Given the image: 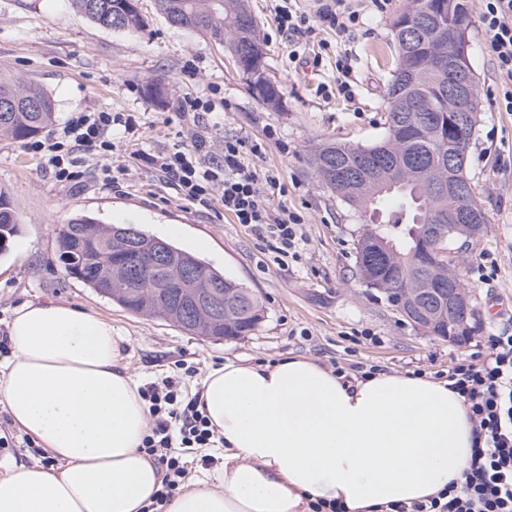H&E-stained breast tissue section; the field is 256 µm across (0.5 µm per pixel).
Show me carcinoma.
Returning a JSON list of instances; mask_svg holds the SVG:
<instances>
[{"mask_svg":"<svg viewBox=\"0 0 512 512\" xmlns=\"http://www.w3.org/2000/svg\"><path fill=\"white\" fill-rule=\"evenodd\" d=\"M73 6L96 25L126 31L144 26L140 13L122 7L123 0H108L110 8L90 10L91 0H72ZM453 8L444 10L440 27L424 33L414 54L407 60L397 59L386 90V134L372 146L347 142L323 143L311 157L319 180L336 192L356 211L369 214L374 227L361 235L357 247V271L367 287L393 306L400 288H427L460 279L457 267L446 263L423 268L427 248L439 245L448 249L452 238L438 239L426 235L425 227L444 224L448 199L434 194L431 185L448 179V156L468 154L475 136L477 117L460 132L448 130V114L453 106L448 99L447 82L457 62L448 56L451 38L460 16L471 17L468 0H452ZM157 10L172 24L205 34L220 45L229 42L244 60L242 71L250 75L251 90L264 105L276 108L280 91L264 76L263 44L257 35V21L246 0H156ZM14 103L12 112H0V133L16 140L32 138L43 132L55 116L51 96L32 82H20L0 73V102ZM406 106L407 127H402L397 108ZM365 151L377 152L391 165L387 167L391 188L376 194L371 179L334 185L327 178V167L333 163H354ZM424 166L425 177H416L418 166ZM401 228L391 238L379 231V225ZM130 224L105 226L94 216L77 214L58 232L59 258L67 276L82 282L95 293L140 316L161 317L187 332L215 341L236 339L253 331L263 318L259 298L239 282L194 254L165 240L167 265H139L136 278L127 270L103 284L100 273L117 264H125V231ZM17 232V216L7 194L0 190V253L8 250ZM194 272V287L177 297L157 282L178 277L183 270ZM224 287V319L212 321L197 310L186 312L188 294L207 290L210 285Z\"/></svg>","mask_w":512,"mask_h":512,"instance_id":"carcinoma-1","label":"carcinoma"}]
</instances>
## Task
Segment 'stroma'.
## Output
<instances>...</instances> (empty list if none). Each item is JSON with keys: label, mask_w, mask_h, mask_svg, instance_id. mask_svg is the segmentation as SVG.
Listing matches in <instances>:
<instances>
[{"label": "stroma", "mask_w": 512, "mask_h": 512, "mask_svg": "<svg viewBox=\"0 0 512 512\" xmlns=\"http://www.w3.org/2000/svg\"><path fill=\"white\" fill-rule=\"evenodd\" d=\"M408 0L377 10L363 0L350 35L322 32L330 57L311 68L288 59V37L275 22V0H248L266 52L267 74L280 90L278 108L263 106L230 45L169 24L155 0H138L144 17L135 32L102 28L70 0H0V71L40 85L55 105L40 141L60 140L72 117L111 113V151H74L78 177L57 180L30 141L0 136V190L18 218L19 232L0 255V337L29 302L73 306L111 321L125 338L131 372L140 380L168 375L176 362L202 371L234 360L273 363L302 356L327 368L376 365L389 373L423 370L428 378L474 352L408 324L384 299L369 295L356 269L365 226L358 212L324 187L308 155L321 141L369 146L385 134L384 92L397 59L395 18ZM347 55L352 99L337 91L334 59ZM468 57L479 86L475 139L467 173L486 213L481 239L458 268L473 294L476 337L512 331V112L497 108L502 78L479 25L468 33ZM162 82L164 100L148 97ZM223 104V112L211 104ZM243 142L246 163L278 174L287 195L271 193V208L287 205L301 216L302 241L287 264L274 262L266 244L225 214L218 201L177 197L171 184L136 158L140 151L201 145V159L224 163V141ZM127 164L111 183L106 170ZM106 224H133L197 255L251 289L264 318L249 335L213 342L162 318L133 314L66 277L59 260L60 227L77 213ZM505 304L494 315V304Z\"/></svg>", "instance_id": "obj_1"}]
</instances>
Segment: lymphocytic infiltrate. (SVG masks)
<instances>
[{
  "instance_id": "obj_1",
  "label": "lymphocytic infiltrate",
  "mask_w": 512,
  "mask_h": 512,
  "mask_svg": "<svg viewBox=\"0 0 512 512\" xmlns=\"http://www.w3.org/2000/svg\"><path fill=\"white\" fill-rule=\"evenodd\" d=\"M313 9L299 13L281 0L275 8L281 32L289 36L314 35L327 27L349 33L361 11L356 0H312ZM478 20L498 73L506 76L499 105L512 112V0H478ZM112 115L67 120L64 138L75 147L99 144L111 150L106 134ZM242 144L225 141L223 169L204 167L197 151L179 149L143 154V161L169 180L183 199H218L236 223L250 227L262 240L272 242L277 260H284L298 245L301 218L287 207L271 208L266 189L278 179L244 165ZM198 373L195 366L179 363L176 373L139 388L149 409L150 423L142 450L165 467L161 487L144 512H164L165 505L181 492L188 469L180 454L184 448H211L221 437L210 425L201 392L188 385ZM449 390L462 398L473 424L470 458L459 478L426 500L391 504L386 512H512V332L493 330L484 336L468 358L449 367Z\"/></svg>"
}]
</instances>
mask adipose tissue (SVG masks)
<instances>
[{
    "label": "adipose tissue",
    "instance_id": "ef3b65f1",
    "mask_svg": "<svg viewBox=\"0 0 512 512\" xmlns=\"http://www.w3.org/2000/svg\"><path fill=\"white\" fill-rule=\"evenodd\" d=\"M0 400L55 467L0 476V512H143L162 472L140 444L149 411L109 321L28 303L8 325ZM224 438L218 487L191 486L165 512H346L437 494L466 466L473 425L447 381L379 373L348 384L302 357L227 361L203 384Z\"/></svg>",
    "mask_w": 512,
    "mask_h": 512
}]
</instances>
